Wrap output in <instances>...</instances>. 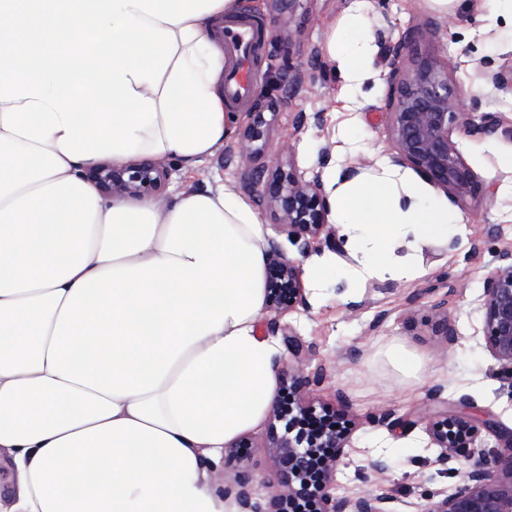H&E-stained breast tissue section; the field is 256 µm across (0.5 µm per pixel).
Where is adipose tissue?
<instances>
[{
	"mask_svg": "<svg viewBox=\"0 0 512 512\" xmlns=\"http://www.w3.org/2000/svg\"><path fill=\"white\" fill-rule=\"evenodd\" d=\"M241 0H0V512H229L210 480L269 411L282 363L258 333L269 243L232 188L130 204L81 178L103 161L214 156L231 132L225 17ZM369 0L330 55L346 94L373 78ZM359 266L412 267L407 238L460 224L380 162L328 189Z\"/></svg>",
	"mask_w": 512,
	"mask_h": 512,
	"instance_id": "1",
	"label": "adipose tissue"
}]
</instances>
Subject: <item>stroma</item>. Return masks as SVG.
Segmentation results:
<instances>
[{"label": "stroma", "mask_w": 512, "mask_h": 512, "mask_svg": "<svg viewBox=\"0 0 512 512\" xmlns=\"http://www.w3.org/2000/svg\"><path fill=\"white\" fill-rule=\"evenodd\" d=\"M349 0H242L243 8L267 22L258 50L259 85L249 107L236 110L222 151L188 173L166 161L167 191L189 184L228 186L243 195L265 225L271 243L290 257L299 247L277 227L278 217L262 194L260 180L270 160L292 165L299 174L330 181L337 169L351 173L393 162L395 143L385 106L393 69L412 59L432 57L466 93L464 110L473 130L462 150L475 171L477 198L449 203L464 221L461 234L398 247L419 267L411 280L374 278L361 287L333 282L319 289L308 310L284 316L311 349L304 369L312 381L317 410L333 414L350 445L336 471L333 493L346 499L365 491L391 497L397 512H416L423 494L454 485L441 472L420 415L439 420L442 411L484 420L481 437L497 452L512 437V375L485 349L477 331L474 301L501 252L512 250V95L488 83V73L512 66V17L496 15L494 0H453L437 12L430 0H370L373 68L377 79L362 84L344 102V78L328 46ZM269 123L260 152L239 150L256 113ZM491 114L496 125H486ZM447 316L456 333L448 341L438 326ZM414 354V374L399 372L388 358L391 345ZM388 415V423L371 424ZM270 423L245 434L244 458L225 455V476L253 475L255 503H265L279 476L267 448ZM384 460L376 474L372 465Z\"/></svg>", "instance_id": "1"}]
</instances>
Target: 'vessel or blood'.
<instances>
[{
  "label": "vessel or blood",
  "instance_id": "b4317fda",
  "mask_svg": "<svg viewBox=\"0 0 512 512\" xmlns=\"http://www.w3.org/2000/svg\"><path fill=\"white\" fill-rule=\"evenodd\" d=\"M267 32L265 23L240 13L224 23V101L246 106L256 89L255 54Z\"/></svg>",
  "mask_w": 512,
  "mask_h": 512
}]
</instances>
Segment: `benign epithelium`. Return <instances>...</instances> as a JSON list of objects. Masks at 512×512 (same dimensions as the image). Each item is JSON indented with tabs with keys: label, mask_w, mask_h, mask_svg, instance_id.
Here are the masks:
<instances>
[{
	"label": "benign epithelium",
	"mask_w": 512,
	"mask_h": 512,
	"mask_svg": "<svg viewBox=\"0 0 512 512\" xmlns=\"http://www.w3.org/2000/svg\"><path fill=\"white\" fill-rule=\"evenodd\" d=\"M493 86L512 94V68L490 75ZM462 94L448 71L427 58H416L412 67L396 72L391 80L387 106L396 161L408 165L455 202L477 194L478 180L464 158L454 135L464 124ZM261 116H256L241 143L265 137ZM167 169L159 162L132 159L121 165L101 163L88 168L83 179L109 197L157 196L164 188ZM264 194L280 218L279 227L303 242L317 247L331 239L327 222L328 194L319 177L305 181L278 167L263 185ZM266 309L279 320L287 312L308 305L300 262L273 250L267 262ZM478 310L485 346L501 369L512 374V252L498 256L487 274ZM291 361L280 373L279 389L272 409L275 421L285 419L283 395L296 404L298 414L288 418L285 433L273 432L268 448L279 474L278 487L264 508L252 503V479L239 476L231 484L215 477L212 484L224 497L233 498L242 512H295L301 500H316L318 512H396L394 501L382 495L361 493L345 501L331 494L336 466L346 439L336 430L320 426L308 432L310 380L303 367L311 356L296 336H287ZM478 419L446 416L430 422L425 431L440 449L436 462L444 470L461 474L451 488L428 494L419 512H512V443L508 456L491 455L483 449Z\"/></svg>",
	"instance_id": "1"
}]
</instances>
